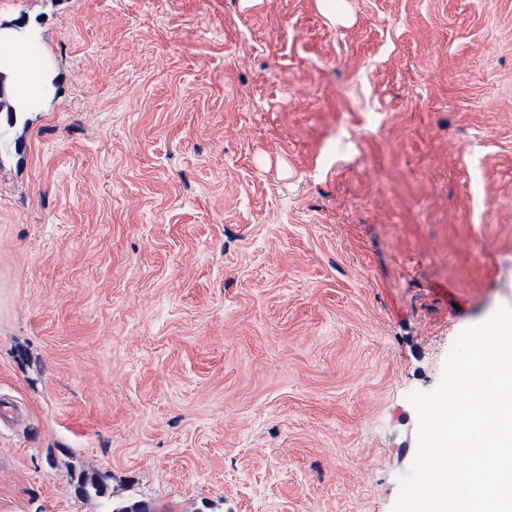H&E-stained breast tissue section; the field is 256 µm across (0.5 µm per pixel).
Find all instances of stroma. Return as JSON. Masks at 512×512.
<instances>
[{
    "instance_id": "obj_1",
    "label": "stroma",
    "mask_w": 512,
    "mask_h": 512,
    "mask_svg": "<svg viewBox=\"0 0 512 512\" xmlns=\"http://www.w3.org/2000/svg\"><path fill=\"white\" fill-rule=\"evenodd\" d=\"M1 100L0 512H392L512 306V0H0ZM15 80L19 90L22 93L30 95H38L40 86L36 79L35 63L27 58H22L18 65L14 68ZM107 478L108 475L102 473L79 476L75 487L77 496L82 500L94 501L97 504V512H126L125 509L129 507L132 509L135 503L146 502L135 500L122 504L114 501Z\"/></svg>"
}]
</instances>
